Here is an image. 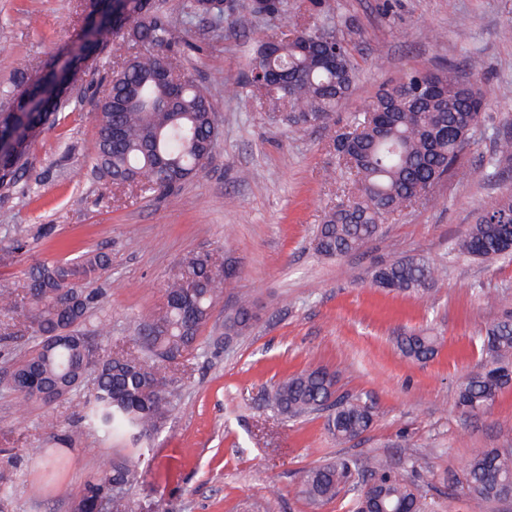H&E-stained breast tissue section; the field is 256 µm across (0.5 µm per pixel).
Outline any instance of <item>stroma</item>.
Masks as SVG:
<instances>
[{
  "label": "stroma",
  "instance_id": "1",
  "mask_svg": "<svg viewBox=\"0 0 512 512\" xmlns=\"http://www.w3.org/2000/svg\"><path fill=\"white\" fill-rule=\"evenodd\" d=\"M192 48L177 62L208 94L221 136L209 165L162 199L99 180L92 172L94 103L105 84L89 75L69 106L29 148L17 187L0 192V284L22 282L42 261L89 251L110 255L101 279L85 284L100 299L80 327L100 355L134 346L141 324L165 306V283L188 254L209 251L238 273L202 327L194 356L171 364V412L149 442L142 477L129 498L135 512H350L352 494L313 509L299 493L302 472L346 456L393 455L409 444L416 480L435 512H472L459 484L480 448L512 446V389L489 414L454 406L456 386L473 369V339L498 308L483 296H512V260L479 261L450 248L477 212L512 186V165H494L496 133L512 129V0H325L348 43L358 77L335 121L304 128L272 122L267 107L233 85L248 40L233 23L187 18L181 0H163ZM79 28L76 0H0V92L20 61L46 72ZM483 59L476 81L486 100L456 175L435 200L388 218L363 251L337 258L313 249L326 211L348 196L325 180L332 142L381 85L424 68ZM25 246L17 250L14 240ZM403 257L445 266L429 301L375 288L373 271ZM248 295L251 329L216 342L224 312ZM438 336L437 355L403 357L395 336ZM36 342L26 312L0 307V512H73L111 442L84 437L62 448L45 431L78 426L93 373L52 408L24 401L10 386L17 362ZM324 367L338 374V395L372 400L376 417L358 442L337 443L322 414L284 421L271 402L274 384Z\"/></svg>",
  "mask_w": 512,
  "mask_h": 512
}]
</instances>
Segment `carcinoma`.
Segmentation results:
<instances>
[{
	"instance_id": "obj_1",
	"label": "carcinoma",
	"mask_w": 512,
	"mask_h": 512,
	"mask_svg": "<svg viewBox=\"0 0 512 512\" xmlns=\"http://www.w3.org/2000/svg\"><path fill=\"white\" fill-rule=\"evenodd\" d=\"M301 23L290 22L288 0H252L241 15L254 20L273 12L280 32L252 39L248 69L237 87L285 112L290 126L326 124L352 91L357 76L347 44L338 38L318 45L319 29H335L321 3ZM82 19L103 13L102 0H78ZM141 13L126 30L121 19L108 25L80 27L79 52L62 51L61 70L90 54L105 53L116 61L107 89L95 104L98 126L93 169L114 184L164 196L182 187L204 168L218 147L215 107L188 75H174V58L183 38L171 17L154 0H144ZM398 90L382 88L369 105L354 114L349 134L357 142L353 161L338 158V173L353 180L356 193L348 203L325 214L315 236L317 253L327 258L361 251L380 233L389 216L432 200L428 188L451 179L472 133L482 118L484 96L459 80L453 64L416 70L397 82ZM7 95L16 109L0 112V139L14 144L0 151V190L10 192L27 171L28 132L41 128L68 104L57 75L42 86L15 87ZM512 159V134L496 138L497 164ZM512 190L478 213L457 239L455 249L466 256L495 260L512 257ZM109 266L105 253L44 262L34 267L23 285L0 288V305L27 307L38 342L14 371L12 388L24 400L40 381L50 391L40 403L50 406L55 394L76 390L89 365L86 337L78 331L88 317L91 298L79 283L99 277ZM444 268L423 259H399L379 267L373 284L390 292L430 296ZM227 281L212 255L184 258L165 288L164 309L143 328L139 352L123 348L94 366V390L83 403L84 429L124 443L101 466L98 476L80 491L78 512H92L94 503L112 497V512H135L127 494L139 478L141 447L160 429L170 401L167 364L193 354L211 310ZM503 312L474 339L479 361L458 384L455 408L462 414H487L500 393L512 388V302L500 294L485 296ZM252 305L246 298L224 314V335L241 336L251 326ZM399 352L426 363L437 354V337L410 331L395 337ZM336 376L323 368L294 373L273 388L277 412L293 419L324 412L326 431L340 443L360 441L370 430L375 406L360 397L336 394ZM412 460L408 447L398 459L369 455L362 461L338 457L306 469L299 493L312 506L333 499L345 487L354 491L352 512H425L417 486L400 464ZM463 489L476 512L505 499L512 487V448H484L463 467Z\"/></svg>"
}]
</instances>
